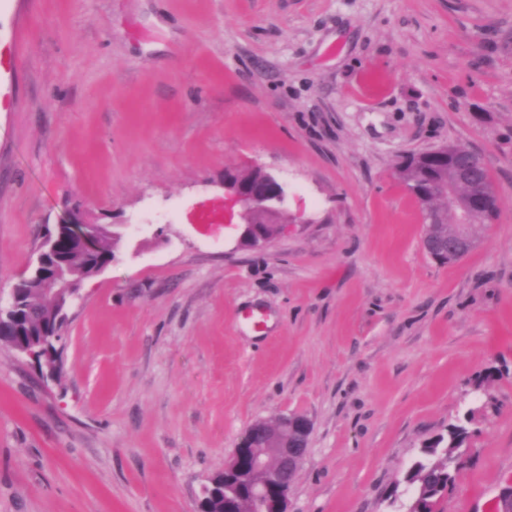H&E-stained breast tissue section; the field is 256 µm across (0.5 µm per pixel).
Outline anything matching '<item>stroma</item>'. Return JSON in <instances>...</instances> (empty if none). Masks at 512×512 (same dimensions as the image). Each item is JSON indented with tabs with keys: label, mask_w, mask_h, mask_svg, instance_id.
<instances>
[{
	"label": "stroma",
	"mask_w": 512,
	"mask_h": 512,
	"mask_svg": "<svg viewBox=\"0 0 512 512\" xmlns=\"http://www.w3.org/2000/svg\"><path fill=\"white\" fill-rule=\"evenodd\" d=\"M483 158L494 223L442 265L397 175ZM288 184L260 247L224 175ZM114 232L61 371L0 344V512H197L246 428L298 413L289 512H405L469 409L435 512L512 490V0H0V296L73 210ZM499 374L472 390L487 368ZM476 411L469 410L464 422L450 424L447 434L434 435L422 444L405 479L416 486L423 498L416 504L409 500L407 512H434L438 500L448 493L460 464L456 448L466 447L472 434L468 425L475 420Z\"/></svg>",
	"instance_id": "obj_1"
}]
</instances>
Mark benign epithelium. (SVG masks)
Wrapping results in <instances>:
<instances>
[{
  "instance_id": "obj_1",
  "label": "benign epithelium",
  "mask_w": 512,
  "mask_h": 512,
  "mask_svg": "<svg viewBox=\"0 0 512 512\" xmlns=\"http://www.w3.org/2000/svg\"><path fill=\"white\" fill-rule=\"evenodd\" d=\"M250 175L252 178L246 180L238 172L226 173L224 191L231 205L238 207L239 214L243 216L241 239L256 247L268 240L261 229L262 218L275 217L286 206L288 192L286 184L268 171L254 169ZM466 178V172L459 168L451 171V179L442 186L456 212L460 231L445 239L424 236L422 247L433 258L437 250L443 247L447 248L448 255L460 256L476 246L474 239L466 234L465 228L471 224L475 215L484 210L490 196L484 193L464 196L454 194V184ZM65 224L89 250L95 249L97 238L107 232L104 225L90 222L82 211L71 212ZM248 430L256 438L265 437L263 446L257 448L256 454L250 459L247 457L246 445L238 444L230 460L224 463L223 472L236 473L243 467V463L250 462L266 474L265 481L254 489L256 512H288V492L309 451L311 423L302 414H289L279 419L276 428H270L265 421L257 420Z\"/></svg>"
}]
</instances>
